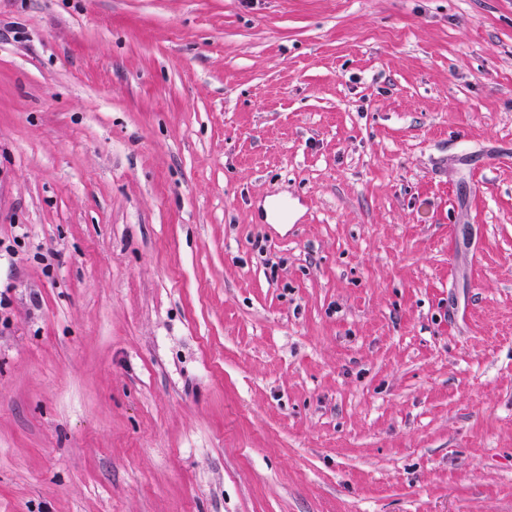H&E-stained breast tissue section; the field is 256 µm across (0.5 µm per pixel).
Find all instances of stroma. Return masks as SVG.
I'll return each mask as SVG.
<instances>
[{"mask_svg": "<svg viewBox=\"0 0 512 512\" xmlns=\"http://www.w3.org/2000/svg\"><path fill=\"white\" fill-rule=\"evenodd\" d=\"M0 512H512V0H0Z\"/></svg>", "mask_w": 512, "mask_h": 512, "instance_id": "stroma-1", "label": "stroma"}]
</instances>
